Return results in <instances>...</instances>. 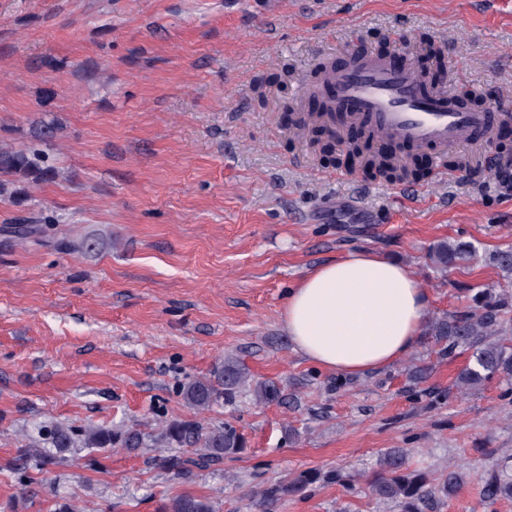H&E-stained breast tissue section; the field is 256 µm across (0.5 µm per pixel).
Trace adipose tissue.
<instances>
[{
  "instance_id": "ef3b65f1",
  "label": "adipose tissue",
  "mask_w": 512,
  "mask_h": 512,
  "mask_svg": "<svg viewBox=\"0 0 512 512\" xmlns=\"http://www.w3.org/2000/svg\"><path fill=\"white\" fill-rule=\"evenodd\" d=\"M430 295L405 265L371 250L320 264L289 289L283 320L309 363L350 377L406 358L424 339Z\"/></svg>"
}]
</instances>
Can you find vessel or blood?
I'll return each mask as SVG.
<instances>
[{
	"mask_svg": "<svg viewBox=\"0 0 512 512\" xmlns=\"http://www.w3.org/2000/svg\"><path fill=\"white\" fill-rule=\"evenodd\" d=\"M328 78L334 107L348 125L370 126L379 136L440 150L492 138L511 116L491 115L459 96L429 90L420 72L396 53L354 50L349 62Z\"/></svg>",
	"mask_w": 512,
	"mask_h": 512,
	"instance_id": "b4317fda",
	"label": "vessel or blood"
}]
</instances>
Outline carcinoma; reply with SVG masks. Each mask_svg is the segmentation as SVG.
I'll return each mask as SVG.
<instances>
[{
  "instance_id": "carcinoma-1",
  "label": "carcinoma",
  "mask_w": 512,
  "mask_h": 512,
  "mask_svg": "<svg viewBox=\"0 0 512 512\" xmlns=\"http://www.w3.org/2000/svg\"><path fill=\"white\" fill-rule=\"evenodd\" d=\"M373 140L365 132L364 140L348 142V157L360 167L372 170L387 178L397 179L413 174V170L393 158H382L370 149ZM58 172L48 163V157L36 149L0 148V196L21 200L23 191L16 188L15 178L32 183L49 181ZM43 218L28 217L14 224L12 233L20 238L42 231ZM472 246L448 240L435 243L429 253L430 260L440 270L469 260ZM474 305L464 310L450 312L426 321L425 334L450 354L461 348L470 352L465 367L459 372L456 386L462 391L476 390L497 379L512 384V293L492 294L482 291L473 298ZM252 388L258 403H271L282 397L280 386L273 380L259 379L236 357L227 355L213 377L193 380L181 391L184 402L203 412L219 400L231 403L238 393ZM74 431L56 426L49 431V440L57 452L62 453L73 445ZM81 442L86 448H140L144 439L134 428L107 429L89 426L82 430ZM160 445L164 448L192 447L193 458L180 455L159 456L160 466L177 478L185 477L189 465H208L221 462L239 454L246 447V440L236 427L226 423L206 428L199 423L175 420L167 423L162 431ZM40 457L52 463L55 457L43 452L41 441L31 440L20 449L18 460ZM467 471L457 465L448 469L441 480L433 485L427 474L412 467L408 450L388 448L378 455L376 469L365 476L371 496L386 504H393L398 512H424L429 506L443 504L457 495L465 484ZM362 474L336 469L323 473L319 470L303 471L291 480L262 491L252 492L260 512L283 494L303 495L308 488L320 481L335 482L343 487L354 483ZM483 497L488 504L512 500V464L503 463L484 481ZM160 512H217L206 497L181 495L163 504Z\"/></svg>"
}]
</instances>
